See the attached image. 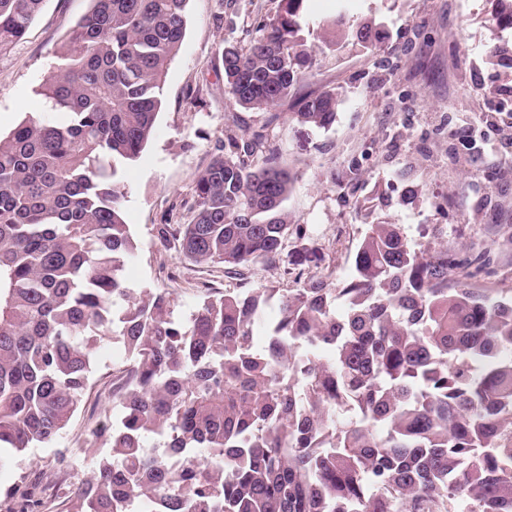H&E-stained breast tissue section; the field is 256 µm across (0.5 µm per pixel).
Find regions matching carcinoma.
I'll use <instances>...</instances> for the list:
<instances>
[{"instance_id":"carcinoma-1","label":"carcinoma","mask_w":512,"mask_h":512,"mask_svg":"<svg viewBox=\"0 0 512 512\" xmlns=\"http://www.w3.org/2000/svg\"><path fill=\"white\" fill-rule=\"evenodd\" d=\"M278 0L244 45L218 49L230 100L328 129L331 90L301 94L314 21ZM488 22L512 31V0ZM43 0H0V53ZM188 0H93L32 114L0 136V465L70 423L96 337L135 357L96 432L109 454L56 487L74 512H512V294L483 291L486 256L399 224L365 225L350 278L311 275L285 293L208 298L186 321L164 292H137L124 169L151 139ZM354 38L372 50V19ZM512 85V42L486 55ZM296 175L268 125L228 129L196 178L190 218L161 238L195 265L271 264L291 227ZM266 342L254 346L257 327ZM163 441L165 451L146 452Z\"/></svg>"}]
</instances>
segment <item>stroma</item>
I'll use <instances>...</instances> for the list:
<instances>
[{
	"label": "stroma",
	"instance_id": "obj_1",
	"mask_svg": "<svg viewBox=\"0 0 512 512\" xmlns=\"http://www.w3.org/2000/svg\"><path fill=\"white\" fill-rule=\"evenodd\" d=\"M276 0H189L186 36L171 62L155 131L125 173L126 221L136 242L123 277L128 287L162 291L172 316L186 320L206 297L259 286L289 289L297 277L349 278L355 247L377 190L400 193L417 185L410 204L382 216L410 239L448 240L467 256L486 250L491 272L475 287L512 289V93L491 91L485 61L498 37L485 18L489 0H308L315 21L344 16L337 32L315 28L308 39L312 91L335 90V124L319 129L288 118V106L249 110L229 101L216 49L246 43L258 13ZM91 0H44L24 39L0 54V133L26 115L47 114L41 86ZM376 16L386 29L382 47L352 43L350 21ZM337 37L333 54L324 43ZM268 125L273 145L297 174L287 201L305 239L289 236L275 263L227 270L180 259L159 235L164 224L185 221L195 178L224 141L228 125ZM134 358L121 337L99 338L95 366L77 412L48 445L28 449L0 467V501L15 484L44 478L69 464L71 480L86 478L107 447L94 435L120 408L112 394Z\"/></svg>",
	"mask_w": 512,
	"mask_h": 512
}]
</instances>
